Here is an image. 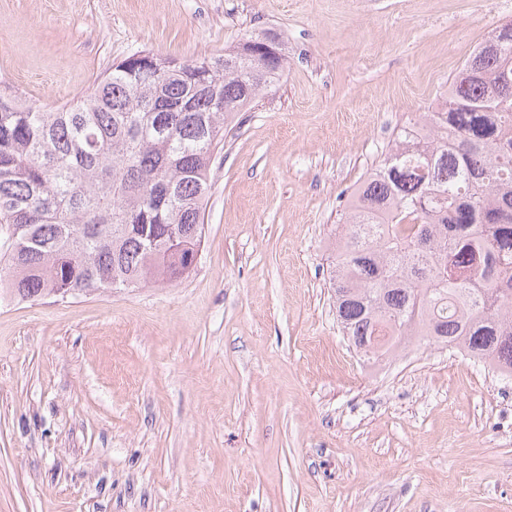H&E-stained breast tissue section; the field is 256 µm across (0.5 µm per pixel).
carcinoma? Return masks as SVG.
I'll return each instance as SVG.
<instances>
[{"label":"carcinoma","instance_id":"1","mask_svg":"<svg viewBox=\"0 0 512 512\" xmlns=\"http://www.w3.org/2000/svg\"><path fill=\"white\" fill-rule=\"evenodd\" d=\"M202 59L129 56L53 108L0 99V292L14 301L173 283L205 234L230 118L281 77L267 33ZM336 321L377 361L421 338L512 374V42L491 37L401 127L336 227Z\"/></svg>","mask_w":512,"mask_h":512}]
</instances>
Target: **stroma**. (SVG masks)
Instances as JSON below:
<instances>
[{"label": "stroma", "mask_w": 512, "mask_h": 512, "mask_svg": "<svg viewBox=\"0 0 512 512\" xmlns=\"http://www.w3.org/2000/svg\"><path fill=\"white\" fill-rule=\"evenodd\" d=\"M512 0H0V98L129 55L288 44L212 167L193 272L0 299V512H512V377L435 343L366 362L334 230Z\"/></svg>", "instance_id": "stroma-1"}]
</instances>
